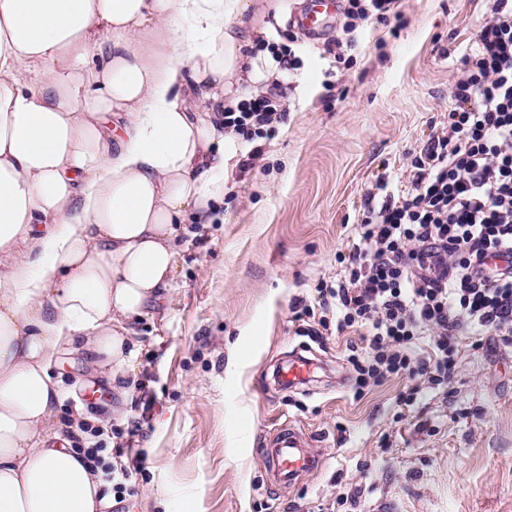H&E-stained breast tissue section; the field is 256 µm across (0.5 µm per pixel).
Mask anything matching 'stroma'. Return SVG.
<instances>
[{
  "label": "stroma",
  "mask_w": 512,
  "mask_h": 512,
  "mask_svg": "<svg viewBox=\"0 0 512 512\" xmlns=\"http://www.w3.org/2000/svg\"><path fill=\"white\" fill-rule=\"evenodd\" d=\"M307 2L288 0L276 28L298 59L280 83L285 117L251 169L227 168L217 220L195 225L175 289L135 323L136 382L113 389L90 353L59 354V415L87 424L65 436L83 448L97 429L121 450L131 490L118 500L104 483V512H512V344L490 328L460 337L447 393L406 406L405 376L356 397L347 355L363 337L308 336L317 321L301 314L319 308L380 177L411 180L447 121L485 2L402 0L404 28L370 24L341 56V18L313 40L299 29ZM298 354L315 374L284 387L277 372ZM285 422L324 454L290 487L263 454Z\"/></svg>",
  "instance_id": "obj_1"
}]
</instances>
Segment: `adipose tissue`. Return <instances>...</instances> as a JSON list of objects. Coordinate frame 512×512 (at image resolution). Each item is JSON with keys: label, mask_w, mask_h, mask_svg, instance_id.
<instances>
[{"label": "adipose tissue", "mask_w": 512, "mask_h": 512, "mask_svg": "<svg viewBox=\"0 0 512 512\" xmlns=\"http://www.w3.org/2000/svg\"><path fill=\"white\" fill-rule=\"evenodd\" d=\"M285 0H0V512H101L62 440L55 356L121 386L240 150L222 112L280 76Z\"/></svg>", "instance_id": "adipose-tissue-1"}]
</instances>
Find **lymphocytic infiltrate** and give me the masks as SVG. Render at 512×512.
Returning a JSON list of instances; mask_svg holds the SVG:
<instances>
[{
  "instance_id": "f902f5d3",
  "label": "lymphocytic infiltrate",
  "mask_w": 512,
  "mask_h": 512,
  "mask_svg": "<svg viewBox=\"0 0 512 512\" xmlns=\"http://www.w3.org/2000/svg\"><path fill=\"white\" fill-rule=\"evenodd\" d=\"M339 51L355 47L365 22L402 20L399 0H346ZM474 50L461 58L446 125L415 159L409 186L366 198L354 227L358 243L338 255L343 273L320 288L332 299L335 319L322 328L353 331L365 349L347 361L358 388L393 375L442 385L453 375L454 343L472 329L512 337V0H487V16ZM281 92L262 94L224 113L225 128L251 148L242 167L261 154L260 139L279 121ZM430 351L420 355V337Z\"/></svg>"
}]
</instances>
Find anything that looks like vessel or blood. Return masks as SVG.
<instances>
[{"label": "vessel or blood", "instance_id": "obj_1", "mask_svg": "<svg viewBox=\"0 0 512 512\" xmlns=\"http://www.w3.org/2000/svg\"><path fill=\"white\" fill-rule=\"evenodd\" d=\"M337 8L338 0H309L299 18V24L307 35L319 36L327 21L335 16ZM311 369V359L295 357L283 372L282 381L291 387L306 383ZM307 446L306 438L297 432L291 423L281 424L271 448L266 451L268 467L277 485L296 484L304 475L321 466V455L309 452Z\"/></svg>", "mask_w": 512, "mask_h": 512}]
</instances>
